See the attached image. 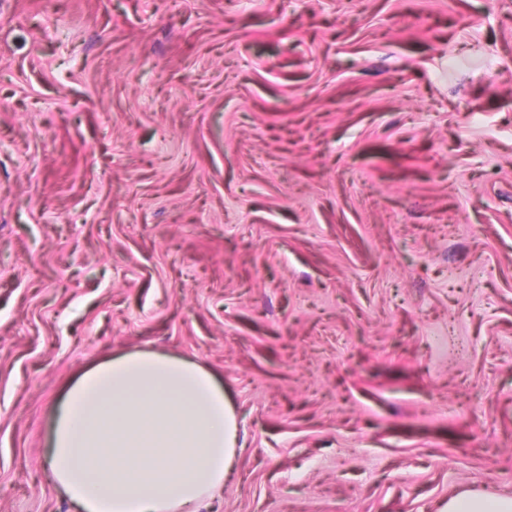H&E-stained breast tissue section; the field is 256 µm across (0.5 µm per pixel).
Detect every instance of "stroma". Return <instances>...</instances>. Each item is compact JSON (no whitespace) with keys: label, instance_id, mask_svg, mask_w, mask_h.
<instances>
[{"label":"stroma","instance_id":"stroma-1","mask_svg":"<svg viewBox=\"0 0 512 512\" xmlns=\"http://www.w3.org/2000/svg\"><path fill=\"white\" fill-rule=\"evenodd\" d=\"M138 349L235 408L199 512L512 493V0H0V512Z\"/></svg>","mask_w":512,"mask_h":512}]
</instances>
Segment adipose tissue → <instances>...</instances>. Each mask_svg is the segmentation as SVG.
Wrapping results in <instances>:
<instances>
[{
  "label": "adipose tissue",
  "instance_id": "ef3b65f1",
  "mask_svg": "<svg viewBox=\"0 0 512 512\" xmlns=\"http://www.w3.org/2000/svg\"><path fill=\"white\" fill-rule=\"evenodd\" d=\"M48 417L50 479L76 512H196L242 446L214 375L154 350L89 368Z\"/></svg>",
  "mask_w": 512,
  "mask_h": 512
}]
</instances>
